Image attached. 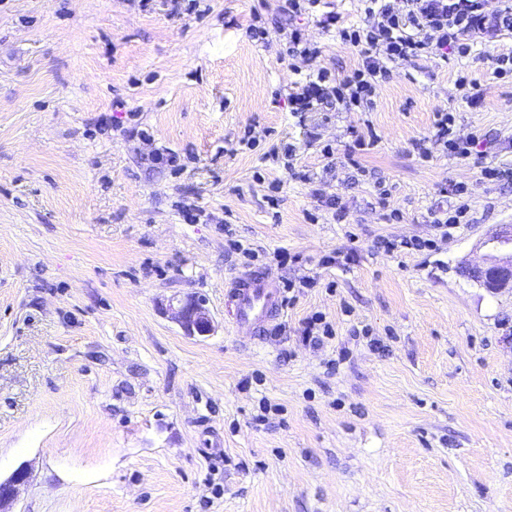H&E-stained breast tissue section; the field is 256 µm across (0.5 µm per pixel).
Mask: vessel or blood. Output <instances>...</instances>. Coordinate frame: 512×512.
<instances>
[{"instance_id": "b4317fda", "label": "vessel or blood", "mask_w": 512, "mask_h": 512, "mask_svg": "<svg viewBox=\"0 0 512 512\" xmlns=\"http://www.w3.org/2000/svg\"><path fill=\"white\" fill-rule=\"evenodd\" d=\"M234 308L230 322L234 328L256 337L283 308V297L277 283L268 276L244 273L230 284Z\"/></svg>"}]
</instances>
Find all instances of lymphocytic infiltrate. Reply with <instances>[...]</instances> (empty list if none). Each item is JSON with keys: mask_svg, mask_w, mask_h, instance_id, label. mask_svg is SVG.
<instances>
[{"mask_svg": "<svg viewBox=\"0 0 512 512\" xmlns=\"http://www.w3.org/2000/svg\"><path fill=\"white\" fill-rule=\"evenodd\" d=\"M367 22L344 24L334 12H323L324 27L336 28L342 42L361 54L358 68L343 77L324 69L308 75L288 95L292 114L320 112L336 105L349 112L373 107L379 88L392 68L434 51L456 48L467 53L465 41L482 29L481 0H363Z\"/></svg>", "mask_w": 512, "mask_h": 512, "instance_id": "obj_1", "label": "lymphocytic infiltrate"}]
</instances>
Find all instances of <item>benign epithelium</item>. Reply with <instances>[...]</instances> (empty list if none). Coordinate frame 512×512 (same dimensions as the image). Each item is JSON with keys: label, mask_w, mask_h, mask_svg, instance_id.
<instances>
[{"label": "benign epithelium", "mask_w": 512, "mask_h": 512, "mask_svg": "<svg viewBox=\"0 0 512 512\" xmlns=\"http://www.w3.org/2000/svg\"><path fill=\"white\" fill-rule=\"evenodd\" d=\"M484 245L493 255L481 261H467L464 270L468 277L491 293L512 290V224L498 225L486 238ZM165 311L179 323L188 336L205 337L213 330L212 317L206 300L196 294L168 305ZM28 478V471L21 465L9 477L0 478V512H13L17 487Z\"/></svg>", "instance_id": "7a95c632"}]
</instances>
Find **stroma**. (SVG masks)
Wrapping results in <instances>:
<instances>
[{"label":"stroma","instance_id":"obj_1","mask_svg":"<svg viewBox=\"0 0 512 512\" xmlns=\"http://www.w3.org/2000/svg\"><path fill=\"white\" fill-rule=\"evenodd\" d=\"M277 5L0 0V475L30 470L15 512H512V293L459 269L512 224V183L482 176L512 168V80L494 74L512 29L396 67L371 111L294 117L296 82L361 57L312 17L318 58H289ZM441 111L487 145L448 156ZM287 145L295 158L267 159ZM462 202L439 241L432 212ZM380 237L438 245L396 256ZM232 238L249 268L317 280L260 339L227 317L248 268ZM281 247L300 263L277 267ZM188 294L210 336L162 313ZM317 311L336 330L321 348L300 336ZM365 325L386 352L355 337ZM263 400L280 408L265 422Z\"/></svg>","mask_w":512,"mask_h":512}]
</instances>
